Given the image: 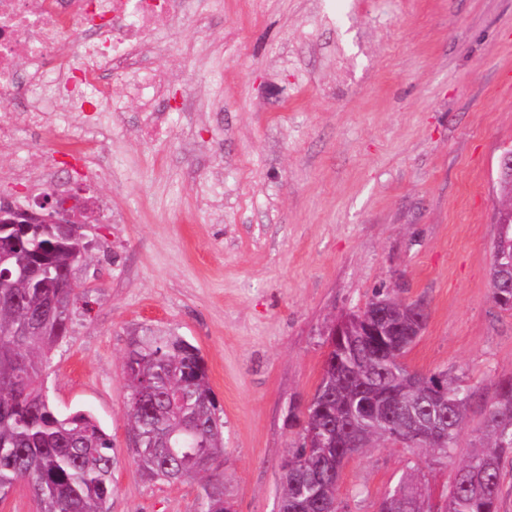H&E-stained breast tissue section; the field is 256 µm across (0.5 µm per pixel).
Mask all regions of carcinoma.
I'll return each mask as SVG.
<instances>
[{
    "instance_id": "1",
    "label": "carcinoma",
    "mask_w": 512,
    "mask_h": 512,
    "mask_svg": "<svg viewBox=\"0 0 512 512\" xmlns=\"http://www.w3.org/2000/svg\"><path fill=\"white\" fill-rule=\"evenodd\" d=\"M78 242L71 224L38 225L17 238L0 231V250L11 254L12 287L0 288V488L24 483L39 512H107L115 456L110 435L83 410L62 414L42 383L43 355L66 337L69 309L80 289L68 275ZM37 267L33 288L19 272ZM512 274V224L494 247L493 301L512 310V290L496 276ZM24 324L28 335L13 328ZM416 337L389 338L385 350L356 337L342 356L328 352L322 377L299 420V444L282 466L281 503L288 512H328L337 500L346 456L399 442L415 458L450 459L474 405L481 407L480 445L457 467L441 505L410 473L386 496L392 512H499L503 466L512 462V377L490 397L442 379V402L430 399L435 378L406 379L400 359ZM127 408L141 471L152 480L198 481L202 512H224V438L217 401L199 349L179 337L148 329L132 338L122 363ZM448 423V446L436 447L433 426Z\"/></svg>"
}]
</instances>
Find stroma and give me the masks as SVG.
Masks as SVG:
<instances>
[{
  "label": "stroma",
  "mask_w": 512,
  "mask_h": 512,
  "mask_svg": "<svg viewBox=\"0 0 512 512\" xmlns=\"http://www.w3.org/2000/svg\"><path fill=\"white\" fill-rule=\"evenodd\" d=\"M152 54L192 108L150 141L123 103L99 153L111 177L66 180L101 207L68 333L44 356L57 409L91 412L112 438L107 512H200L198 483L148 479L132 451L122 362L142 330L199 348L234 512H278L327 331L378 289L426 309L410 369L486 394L512 376V311L490 287L512 0H196ZM480 419L453 460L421 458L432 497L479 445ZM411 459L391 441L361 449L341 512H375Z\"/></svg>",
  "instance_id": "stroma-1"
}]
</instances>
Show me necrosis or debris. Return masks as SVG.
Returning <instances> with one entry per match:
<instances>
[{"instance_id": "4bbe7bcc", "label": "necrosis or debris", "mask_w": 512, "mask_h": 512, "mask_svg": "<svg viewBox=\"0 0 512 512\" xmlns=\"http://www.w3.org/2000/svg\"><path fill=\"white\" fill-rule=\"evenodd\" d=\"M192 0H0V100L21 103L0 113V144L11 146L17 171L26 175L30 146L24 130L64 125L83 170L103 177L96 159L101 137L112 128L116 106L111 81L120 78L126 98L137 102L147 138L170 126L172 76L151 61L164 23L187 14ZM84 35L79 52L62 39L70 28ZM93 112V125L75 113Z\"/></svg>"}]
</instances>
